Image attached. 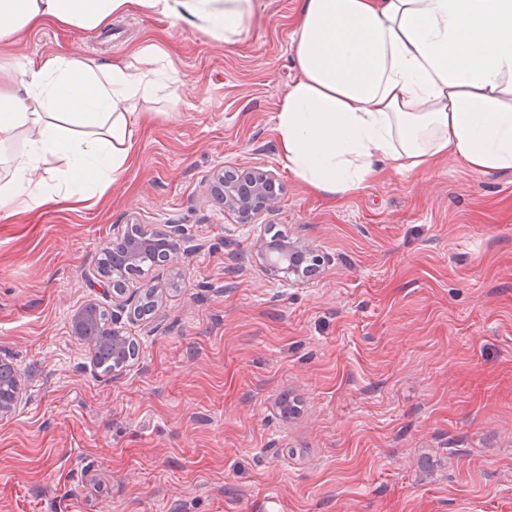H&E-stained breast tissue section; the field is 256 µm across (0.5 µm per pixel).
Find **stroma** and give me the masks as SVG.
<instances>
[{
  "label": "stroma",
  "instance_id": "stroma-1",
  "mask_svg": "<svg viewBox=\"0 0 512 512\" xmlns=\"http://www.w3.org/2000/svg\"><path fill=\"white\" fill-rule=\"evenodd\" d=\"M258 2L233 48L136 13L0 45L21 64L155 42L189 86L98 205L0 217V359L22 392L0 419V512H512V172L450 158L336 205L309 194L275 133L297 0ZM227 165L273 170L281 205L242 224L205 202ZM129 224L180 225L188 257L150 274L160 319L115 321L139 355L112 376L71 317L111 307L97 262ZM269 228L320 276L270 278L247 253Z\"/></svg>",
  "mask_w": 512,
  "mask_h": 512
}]
</instances>
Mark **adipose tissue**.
Returning <instances> with one entry per match:
<instances>
[{"instance_id":"obj_1","label":"adipose tissue","mask_w":512,"mask_h":512,"mask_svg":"<svg viewBox=\"0 0 512 512\" xmlns=\"http://www.w3.org/2000/svg\"><path fill=\"white\" fill-rule=\"evenodd\" d=\"M252 11L253 0H0V43L138 13L232 46ZM292 41L277 149L313 194L337 200L449 156L484 174L512 170V0H299ZM160 58L148 43L107 63L62 54L0 66V217L97 204L154 119L142 103L180 97Z\"/></svg>"}]
</instances>
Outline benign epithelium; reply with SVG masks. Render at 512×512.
<instances>
[{
	"instance_id": "7a95c632",
	"label": "benign epithelium",
	"mask_w": 512,
	"mask_h": 512,
	"mask_svg": "<svg viewBox=\"0 0 512 512\" xmlns=\"http://www.w3.org/2000/svg\"><path fill=\"white\" fill-rule=\"evenodd\" d=\"M276 184V176L267 169L227 166L216 173L210 196L224 204V210L234 213L241 222L249 223L262 211L279 206L281 196L276 191ZM180 232L179 225L169 224L161 234L131 236V239L125 240V263L133 264L140 252L156 248L166 255L165 262L175 269L179 268ZM250 253L262 261L264 269L274 279L285 278L290 283L299 284L314 279L320 272V259L314 257L310 245L301 239L257 234L252 238ZM99 282L103 293L112 295V306L120 310L126 309L134 296L147 290L145 285L133 290L114 288L103 278ZM91 309L92 304L89 303L73 316L71 328L75 336L88 330ZM103 342L112 347V373L121 374L130 363L129 340L117 329L112 335L104 337ZM18 400L17 388L1 394L0 417L11 414Z\"/></svg>"
}]
</instances>
